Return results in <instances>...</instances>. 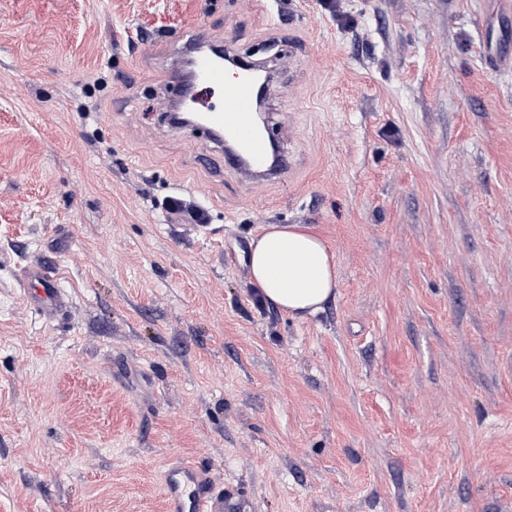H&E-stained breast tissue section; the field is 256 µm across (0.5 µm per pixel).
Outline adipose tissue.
I'll list each match as a JSON object with an SVG mask.
<instances>
[{
  "label": "adipose tissue",
  "instance_id": "1",
  "mask_svg": "<svg viewBox=\"0 0 512 512\" xmlns=\"http://www.w3.org/2000/svg\"><path fill=\"white\" fill-rule=\"evenodd\" d=\"M248 264L261 296L294 318L317 313L336 292V255L303 224L266 225L250 244Z\"/></svg>",
  "mask_w": 512,
  "mask_h": 512
}]
</instances>
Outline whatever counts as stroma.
Here are the masks:
<instances>
[{"mask_svg":"<svg viewBox=\"0 0 512 512\" xmlns=\"http://www.w3.org/2000/svg\"><path fill=\"white\" fill-rule=\"evenodd\" d=\"M341 9L0 0V512H165L174 458L245 512H512V0ZM199 24L278 51L287 179L162 112L143 42ZM266 224L335 249L317 315L257 302ZM37 258L53 321L18 286ZM165 209L172 215L187 217L190 223L207 224V210L190 198L172 196L165 203ZM20 286L33 310L45 319L57 318L69 306V296L60 287L55 269L39 259L22 268Z\"/></svg>","mask_w":512,"mask_h":512,"instance_id":"1","label":"stroma"}]
</instances>
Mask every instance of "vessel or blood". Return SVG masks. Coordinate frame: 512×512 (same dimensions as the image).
Listing matches in <instances>:
<instances>
[{
  "label": "vessel or blood",
  "instance_id": "obj_1",
  "mask_svg": "<svg viewBox=\"0 0 512 512\" xmlns=\"http://www.w3.org/2000/svg\"><path fill=\"white\" fill-rule=\"evenodd\" d=\"M258 64L241 67L234 78H227L223 63L202 54L194 61V73L178 80L176 100L181 107L195 106L201 92L220 95L219 105L208 109V131L221 135L227 143L226 167L251 177L285 175L288 156L271 157V142L255 123L256 90L251 79ZM20 286L33 310L41 317L54 319L69 306V297L60 287L56 272L44 262L26 264ZM163 496L166 512H238L241 502L218 489L209 471L195 462L172 463L165 472Z\"/></svg>",
  "mask_w": 512,
  "mask_h": 512
}]
</instances>
